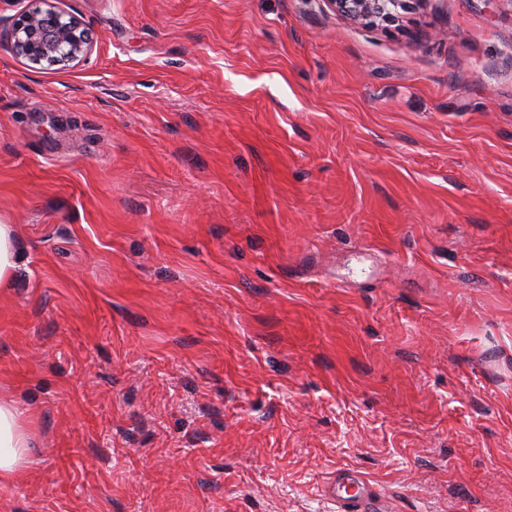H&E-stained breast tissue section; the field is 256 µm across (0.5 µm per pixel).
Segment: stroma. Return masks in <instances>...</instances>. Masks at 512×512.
<instances>
[{
    "label": "stroma",
    "mask_w": 512,
    "mask_h": 512,
    "mask_svg": "<svg viewBox=\"0 0 512 512\" xmlns=\"http://www.w3.org/2000/svg\"><path fill=\"white\" fill-rule=\"evenodd\" d=\"M0 0V512H512V0ZM48 7L36 8L22 16L13 26L11 38L17 54L35 68L44 63L66 66L83 60L92 49L88 30L75 17ZM348 19L370 26L398 21L399 10H406L408 0H327ZM19 251L15 225L0 224V288H8L16 278ZM36 448L30 412L13 401H0V481H10L33 462ZM370 481L353 467H342L322 486V495L338 512H387L388 502L378 496Z\"/></svg>",
    "instance_id": "stroma-1"
}]
</instances>
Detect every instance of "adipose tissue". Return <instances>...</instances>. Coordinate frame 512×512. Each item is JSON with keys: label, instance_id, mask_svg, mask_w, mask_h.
Returning <instances> with one entry per match:
<instances>
[{"label": "adipose tissue", "instance_id": "adipose-tissue-1", "mask_svg": "<svg viewBox=\"0 0 512 512\" xmlns=\"http://www.w3.org/2000/svg\"><path fill=\"white\" fill-rule=\"evenodd\" d=\"M30 412L13 401H0V481L12 480L34 459Z\"/></svg>", "mask_w": 512, "mask_h": 512}]
</instances>
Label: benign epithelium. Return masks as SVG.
<instances>
[{
    "instance_id": "7a95c632",
    "label": "benign epithelium",
    "mask_w": 512,
    "mask_h": 512,
    "mask_svg": "<svg viewBox=\"0 0 512 512\" xmlns=\"http://www.w3.org/2000/svg\"><path fill=\"white\" fill-rule=\"evenodd\" d=\"M37 8L13 26L11 38L17 54L34 68L43 64L66 66L83 60L92 49L88 30L75 17L51 6ZM348 19L370 26L398 21L410 0H327Z\"/></svg>"
}]
</instances>
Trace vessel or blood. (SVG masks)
<instances>
[{"label":"vessel or blood","mask_w":512,"mask_h":512,"mask_svg":"<svg viewBox=\"0 0 512 512\" xmlns=\"http://www.w3.org/2000/svg\"><path fill=\"white\" fill-rule=\"evenodd\" d=\"M322 493L335 503L338 512H388L385 498L378 496L360 471L343 467L322 486Z\"/></svg>","instance_id":"vessel-or-blood-1"}]
</instances>
